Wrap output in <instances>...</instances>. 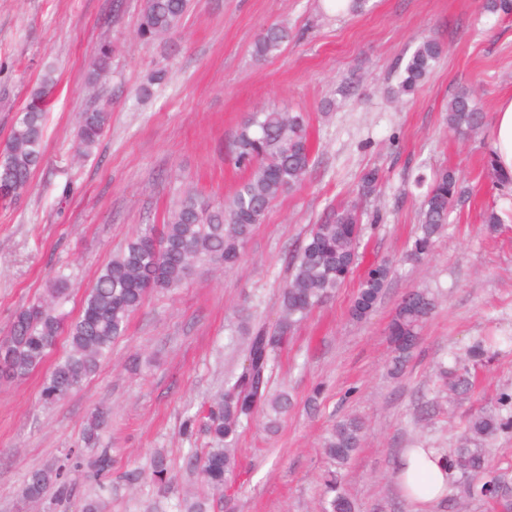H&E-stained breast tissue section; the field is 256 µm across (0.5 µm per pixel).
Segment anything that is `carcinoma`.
<instances>
[{
  "mask_svg": "<svg viewBox=\"0 0 512 512\" xmlns=\"http://www.w3.org/2000/svg\"><path fill=\"white\" fill-rule=\"evenodd\" d=\"M190 10V0H143L138 36L145 42L164 40L177 32ZM292 35L282 24L264 28L252 47L258 60L281 53ZM439 45L424 40L405 63L397 67L398 96L412 93L430 73L440 57ZM111 50L100 49L87 85L97 88L109 69ZM53 70L45 71L30 102L15 119L10 136L0 147V187H8L3 201L24 194L35 171L41 165L45 141L44 97L55 85ZM109 120V113L94 109L80 115L76 134L77 151L89 154L98 144ZM448 127L462 137L478 133L485 116L473 94L462 90L448 101ZM231 162L248 176L233 196L214 203L191 191L185 192L168 211L161 226L148 224L112 257L97 274L94 285L83 299L78 316L64 323L63 307L70 300L66 278H56L47 294L21 308L6 335L0 337V377L22 379L30 375L65 339L66 354L57 359L44 377L40 399L51 405L67 397L94 374L121 336L131 315L157 290L179 287L201 264L231 267L255 225L281 195L300 187L306 180L311 162V143L307 120L301 113L268 110L254 112L240 126L231 154ZM461 198L455 172L440 170L420 207V234L408 257L426 256L435 239L448 223V215ZM362 234L361 214L357 206L338 208L326 219L311 225L305 241L291 256L288 274L279 296V317L271 323L241 320L225 326L230 336L242 337L239 358L224 372V389L214 395L196 415L187 421L188 430L199 426L211 440L199 461L200 474L212 494L224 497L227 480L239 469L234 444L239 435L257 417L265 420V429L278 431L281 419L292 406V397L273 385L279 367V355L288 335L310 312L341 287L359 260ZM393 266L387 261L374 263L361 279L350 306L355 320L368 318L377 306ZM435 307L432 294L413 289L399 302L389 325L393 356L389 371L399 375L420 339L422 325ZM494 336L476 339L465 357H453V363H440L436 373V395L429 405L438 406L440 395H460L473 390V370L489 361L495 348ZM496 408L467 414L456 436V446L444 450L448 474L479 481L473 502L490 503L500 495L512 494V469H492L488 465L483 442L500 436H512V389L496 394ZM107 424L104 412L96 410L86 419L82 431L83 447L68 450L52 467L30 472L23 489L26 499L37 503L47 489H55L58 503L70 497L68 474L87 463L93 482L103 489L112 470L108 449L98 447L99 434ZM364 423L357 417L336 422L325 438L323 454L329 469L322 478L323 512H358L357 503L343 484V468L361 447ZM149 468L156 484L170 481V461L155 452ZM176 512H210L206 495L175 505Z\"/></svg>",
  "mask_w": 512,
  "mask_h": 512,
  "instance_id": "1",
  "label": "carcinoma"
}]
</instances>
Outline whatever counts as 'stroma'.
Segmentation results:
<instances>
[{"label": "stroma", "instance_id": "35a3bbf8", "mask_svg": "<svg viewBox=\"0 0 512 512\" xmlns=\"http://www.w3.org/2000/svg\"><path fill=\"white\" fill-rule=\"evenodd\" d=\"M141 7L142 0H0V144L43 71L54 68L57 79L45 160L25 194L0 201V335L59 275L71 288L65 310L77 316L97 271L141 226L161 224L182 191L231 196L245 174L228 156L248 113L306 114L309 173L269 208L236 266H201L180 287L152 292L111 357L67 398L40 400L52 359L26 378L0 381V512H80L93 491L88 467L69 474V506L49 495L29 503L21 491L30 470L80 444L96 410L109 416L100 442L112 453L102 512H150L155 502L171 506L204 492L193 464L208 439L184 425L224 382L225 324L244 311L276 321L287 261L309 225L355 203L379 221L366 223L359 264L344 285L282 351L278 380L293 407L276 435L258 423L241 435L231 503L214 512H320L322 442L346 415L366 428L346 477L359 512H490L454 482L444 500L410 503L396 474L403 449L451 447L464 416L492 408L497 391L512 386V186L487 175L490 128L461 138L446 122L460 90H471L489 116L512 96V13H489L485 0H370L360 14L331 12L323 0H193L175 35L145 43L136 35ZM273 22L295 38L280 55L256 61L252 44ZM426 39L439 44V62L413 95L391 98L397 62ZM104 43L111 67L93 95L87 76ZM157 70L165 81L140 100ZM91 109L110 119L94 153L80 157L76 126ZM371 168L382 181L365 198L360 178ZM439 169L457 173L468 199L426 258L406 260L420 220L414 179ZM490 210L504 219L493 233L483 222ZM383 259L394 263L384 293L366 320L353 321L359 281ZM414 288L434 293L437 304L406 372L393 376L388 325ZM479 336L502 342L479 368L475 390L424 414L439 359L464 354ZM158 449L173 476L164 493L144 471ZM137 468L139 482L125 485Z\"/></svg>", "mask_w": 512, "mask_h": 512}]
</instances>
